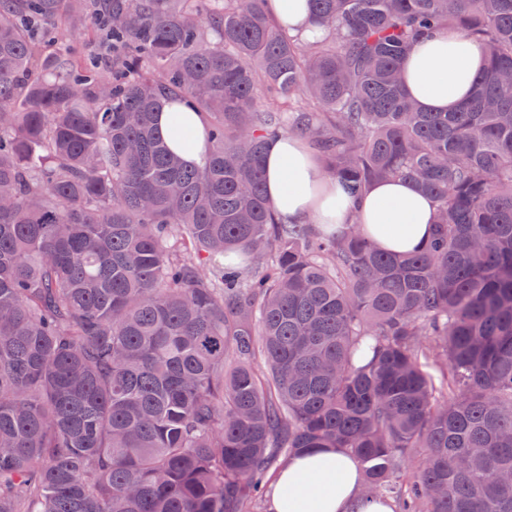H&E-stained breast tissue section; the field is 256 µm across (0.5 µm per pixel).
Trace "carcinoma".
Instances as JSON below:
<instances>
[{
	"instance_id": "carcinoma-1",
	"label": "carcinoma",
	"mask_w": 512,
	"mask_h": 512,
	"mask_svg": "<svg viewBox=\"0 0 512 512\" xmlns=\"http://www.w3.org/2000/svg\"><path fill=\"white\" fill-rule=\"evenodd\" d=\"M309 5L303 39L261 0H0V512H254L315 448L393 512H512V0ZM442 31L484 69L425 112ZM291 133L352 198L412 181L424 248L281 223ZM483 67L481 48L459 33L419 43L403 64V89L427 111L448 112L472 91ZM188 114V120L186 125L196 133L197 139V147L190 151H184L183 157L184 160L189 164H197L199 163L206 150L207 144L203 141L202 133L206 127V119L205 116L198 112H185Z\"/></svg>"
}]
</instances>
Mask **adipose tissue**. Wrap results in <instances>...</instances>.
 Wrapping results in <instances>:
<instances>
[{
	"mask_svg": "<svg viewBox=\"0 0 512 512\" xmlns=\"http://www.w3.org/2000/svg\"><path fill=\"white\" fill-rule=\"evenodd\" d=\"M483 67L481 48L459 33L419 43L403 64V89L427 111L447 112L472 91ZM267 196L283 223L354 221L388 252L411 253L427 242L432 204L409 181H380L349 198L325 175L309 144L289 134L269 141L265 154ZM362 475L343 452L320 448L293 457L270 485L269 512H391L360 494Z\"/></svg>",
	"mask_w": 512,
	"mask_h": 512,
	"instance_id": "1",
	"label": "adipose tissue"
}]
</instances>
